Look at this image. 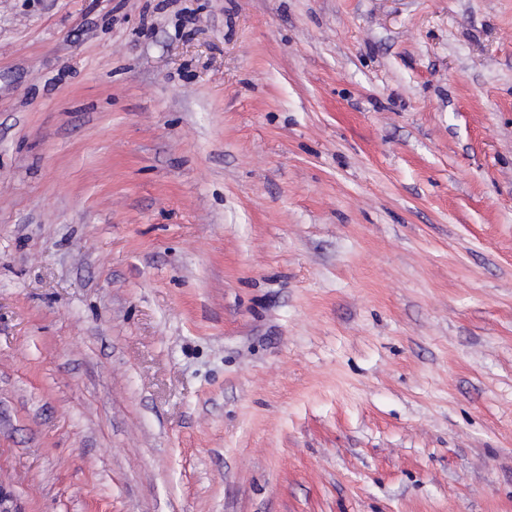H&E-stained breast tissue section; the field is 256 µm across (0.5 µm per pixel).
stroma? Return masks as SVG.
<instances>
[{
  "label": "stroma",
  "instance_id": "1",
  "mask_svg": "<svg viewBox=\"0 0 512 512\" xmlns=\"http://www.w3.org/2000/svg\"><path fill=\"white\" fill-rule=\"evenodd\" d=\"M0 512H512V0H0Z\"/></svg>",
  "mask_w": 512,
  "mask_h": 512
}]
</instances>
